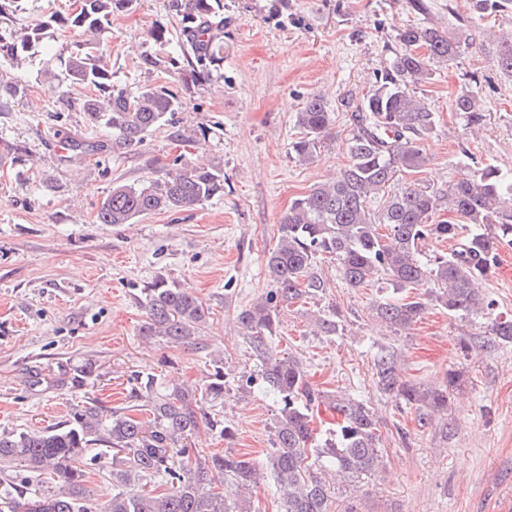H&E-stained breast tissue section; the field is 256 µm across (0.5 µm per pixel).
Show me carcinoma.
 <instances>
[{"instance_id": "obj_1", "label": "carcinoma", "mask_w": 512, "mask_h": 512, "mask_svg": "<svg viewBox=\"0 0 512 512\" xmlns=\"http://www.w3.org/2000/svg\"><path fill=\"white\" fill-rule=\"evenodd\" d=\"M129 3L80 0L75 14L52 16L50 22L83 37L94 36ZM509 6L512 0H472L480 16ZM168 8L179 18L183 52L194 77L210 80L224 61L218 46L223 23L208 26L222 8L221 0H168ZM48 23L20 30V41L39 40ZM397 41L399 47L390 50L375 89L352 106L347 165L336 180L295 198L281 216L277 244L267 259L273 289L238 316L260 361L258 375H248L245 383L262 381L279 403L267 469L284 512H332L330 488L321 473L329 472L348 484L377 471L382 462L374 412L361 401L336 400L313 388L302 364L273 352L269 345L278 333L281 309L324 287L313 272L317 262L324 258L336 262L352 288L377 276L398 293L427 287L422 295L377 304V317L398 333L411 329L431 306L453 316L485 314L490 303L480 284L497 264L499 245L512 241V169L476 167L445 191L398 184L400 177L425 167L422 144L437 122L427 98L416 94L414 86L430 83L434 66L454 61L468 42L462 31L454 34L436 26L414 25L400 30ZM500 44L501 69L512 76V33L501 35ZM67 70L78 84L100 87L110 81L108 69L86 43L69 56ZM179 108L175 93L151 86L132 97L114 86L108 96L85 103L94 120L112 129L115 144L127 147L142 143ZM453 111L473 131L483 125L482 101L467 87L455 95ZM333 122V112L322 97H309L297 113L299 137L292 142L293 158L313 163ZM223 189L224 179L216 170L160 169L143 183L114 185L97 220L130 224L157 211L197 205ZM383 193L382 208L372 212L371 199ZM445 209L450 219L435 221L436 213ZM427 239L448 241L451 248L424 260L421 246ZM142 294L143 336L183 345L199 335L208 318L201 301L162 277L144 286ZM489 335L512 342V319H492ZM375 366L379 389L405 406L425 410L423 419L448 412V387L456 383L455 371H448L446 387L422 388L402 377L397 356L390 350L380 352ZM96 377L94 363L87 361L78 367L60 365L54 373L37 367L29 371L27 383L32 388L81 390ZM224 378L219 361L204 383L164 393L159 392L155 376H136L131 397L143 402L149 412L145 420L107 409L93 399L73 407L60 426L0 435V464L17 461L36 477L58 484V490L47 494L30 492L22 484L10 485L0 491V506L6 512H88L85 457L90 446L101 445L112 451V459L119 464L112 470L119 490L106 512H251L243 506L245 499H227L221 486L231 480L250 490L260 482V467L229 451L205 455L188 446L200 428V403L224 398ZM322 405L336 414V429L316 448L313 411ZM156 480L168 489L162 493L146 489Z\"/></svg>"}]
</instances>
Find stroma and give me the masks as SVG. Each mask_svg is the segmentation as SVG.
I'll list each match as a JSON object with an SVG mask.
<instances>
[{
	"label": "stroma",
	"mask_w": 512,
	"mask_h": 512,
	"mask_svg": "<svg viewBox=\"0 0 512 512\" xmlns=\"http://www.w3.org/2000/svg\"><path fill=\"white\" fill-rule=\"evenodd\" d=\"M223 66L211 80L194 79L180 49V24L167 0H131L97 38L95 53L112 85L129 94L166 87L182 103L137 146L113 144L112 131L93 122L83 104L101 89L77 85L65 62L77 35L52 26L41 41L0 53V432L61 424L86 397L131 413L134 374L167 386L199 383L216 360L226 366L223 400L203 402L207 417L235 432L201 428L204 453L231 451L265 464L279 405L264 385L246 384L258 371L237 314L271 285L268 252L290 201L343 169L346 104L375 83L396 46L399 29L434 25L456 31L468 23L471 45L438 66L425 96L437 127L423 144L428 162L412 182L434 190L493 164L512 169V78L499 67V37L512 30V9L478 17L470 0H287L285 15L268 0H222ZM78 0H12L0 18V41L15 29L76 12ZM163 29L167 43L151 33ZM476 91L486 120L470 135L451 110L460 88ZM320 95L335 122L313 164L290 155L295 119L306 99ZM82 151H74V144ZM203 165L224 177V191L175 212L132 224H101L96 214L117 183L137 184L162 167ZM318 294L282 310L272 349L305 368L314 388L362 401L382 437L378 472L335 488L334 512H506L512 507V344L486 341L491 315L512 316V244L483 284L490 315L458 317L432 307L413 329L397 333L373 310L389 296L385 283L349 287L336 264L314 268ZM193 293L209 310L195 343L145 339L141 290L156 277ZM339 312L342 329L321 331L320 318ZM398 355L403 378L447 386L448 412L420 424L377 387L374 360ZM96 364L88 392L30 388L31 367ZM87 505L104 512L117 488L112 453L86 456Z\"/></svg>",
	"instance_id": "stroma-1"
}]
</instances>
